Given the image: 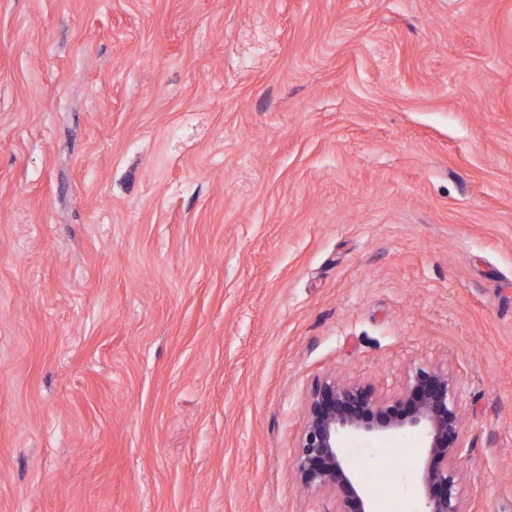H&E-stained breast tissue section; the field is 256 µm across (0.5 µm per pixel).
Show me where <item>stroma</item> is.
<instances>
[{
  "label": "stroma",
  "instance_id": "stroma-1",
  "mask_svg": "<svg viewBox=\"0 0 512 512\" xmlns=\"http://www.w3.org/2000/svg\"><path fill=\"white\" fill-rule=\"evenodd\" d=\"M421 365L512 512V0H0V512H336L314 384Z\"/></svg>",
  "mask_w": 512,
  "mask_h": 512
}]
</instances>
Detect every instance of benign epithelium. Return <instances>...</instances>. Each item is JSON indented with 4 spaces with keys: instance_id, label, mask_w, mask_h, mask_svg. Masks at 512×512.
Masks as SVG:
<instances>
[{
    "instance_id": "1",
    "label": "benign epithelium",
    "mask_w": 512,
    "mask_h": 512,
    "mask_svg": "<svg viewBox=\"0 0 512 512\" xmlns=\"http://www.w3.org/2000/svg\"><path fill=\"white\" fill-rule=\"evenodd\" d=\"M400 431H418L426 438L421 512H470L454 465L465 448L457 387L431 366L417 367L405 391L392 398L379 397L365 383L317 381L294 460L301 485L333 493L337 512H369L370 494L347 465L343 439Z\"/></svg>"
}]
</instances>
